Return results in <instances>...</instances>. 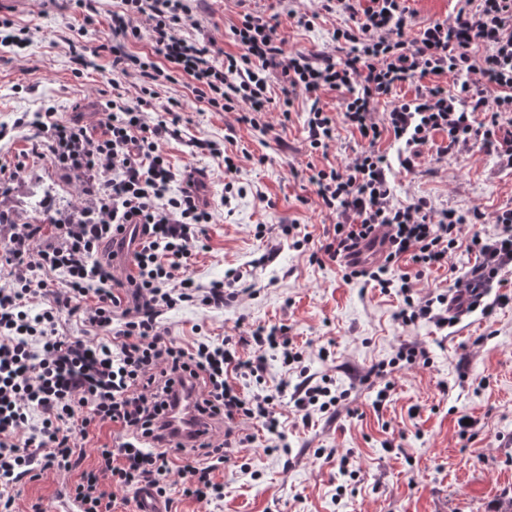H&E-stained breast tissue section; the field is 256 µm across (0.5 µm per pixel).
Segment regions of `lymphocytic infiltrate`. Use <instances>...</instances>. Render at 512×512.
<instances>
[{"label": "lymphocytic infiltrate", "instance_id": "f902f5d3", "mask_svg": "<svg viewBox=\"0 0 512 512\" xmlns=\"http://www.w3.org/2000/svg\"><path fill=\"white\" fill-rule=\"evenodd\" d=\"M109 33L92 47L70 45L76 70L91 57L108 52L112 70L137 72L142 86L131 101L107 100L103 130L95 134L78 121H61L53 110L39 113L41 144L56 165L80 172L85 203L76 215L55 222L49 244L43 227L23 224L0 245V512H18L22 480L45 472L76 473L67 495L81 512H115L117 492L149 489L168 498L171 475H178L184 496L220 498L224 487L214 474L224 465V439L208 435L181 448L175 434L157 426L172 400L175 381L191 383L195 406L214 422L258 420L271 435L280 433V399L288 395L303 419L335 409L332 382L302 376L293 389L245 395L231 374L262 378L265 349L280 350L284 365L301 359L285 327L259 328L239 339L182 345L161 324L162 316L183 303L220 309L235 298L223 283L199 287L187 269L211 220L205 184L188 171L185 185L172 191L174 174L159 150L175 130L166 119L149 121L146 110L154 84L188 78L192 89L217 112L249 104L244 122L265 131L267 112H289L301 94L336 91L344 97L341 116L312 104L306 120L311 150H327L337 123L358 131L367 146L345 167L313 169L309 181L322 208L336 216L324 231L315 261L344 267L345 279H364L381 289L405 292L399 316L444 327L442 305L474 308L502 273L512 270V207L498 212L496 235L473 232L461 244L463 224H477L480 210L463 215L434 212L426 200L395 204L382 136L404 142L413 170L417 149L433 133L446 136V151L467 152L475 144L495 148L512 164V131L503 114L512 112V0H457L453 16L413 30L407 0H323L325 11L348 14L349 25L332 38L341 58L320 60L285 53L272 18L243 14L232 29L239 53L217 59L211 42L186 38L185 25H197L190 0H120ZM148 36L152 55L123 51L122 41ZM278 72L281 95H270L269 75ZM453 75L455 90L434 83L436 74ZM415 86L413 98L393 101L400 85ZM388 104L383 122L379 105ZM386 228L388 248L374 266L347 263L349 251ZM134 243L135 275L118 278L111 245ZM474 253L476 265L449 285L447 293L423 301L409 297V275L393 279L391 269L410 260L418 272L447 262L458 247ZM45 298L33 310L34 298ZM70 317L91 330L70 336L61 329ZM254 354L241 358L239 346ZM113 438L98 448L94 467L83 465L78 441L105 425ZM181 448L179 469L169 454Z\"/></svg>", "mask_w": 512, "mask_h": 512}]
</instances>
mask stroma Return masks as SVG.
<instances>
[{"mask_svg": "<svg viewBox=\"0 0 512 512\" xmlns=\"http://www.w3.org/2000/svg\"><path fill=\"white\" fill-rule=\"evenodd\" d=\"M201 37L214 51L238 53L230 28L247 12L276 15L285 52H333L336 27L347 16L321 8L320 0H198ZM94 24L84 22L72 0H24L20 9L0 10V20L27 28L31 43L13 52L0 51V168L22 166L20 176L0 179V240L16 224H43L75 214L83 203L80 174L57 167L44 153L30 120L54 108L59 117H80L101 132L100 102L113 93L137 96V75L112 74L110 53L94 58L75 72L69 43L95 42L106 33L112 0H98ZM313 16L311 27L299 16ZM180 105L176 135L162 140L160 150L175 176L198 168L207 177L206 194L212 219L189 269L200 285L236 274V303L207 309L185 304L162 320L172 336L185 343L224 336H247L257 327L284 326L302 351L308 375L330 377L345 393L337 413H316L302 422L290 398H283L286 449L256 420L234 421L232 434H250L245 448L225 451L223 469L215 474L224 497L211 502L183 496L173 487L168 512H498L512 497V279L493 285L481 306L460 321L441 328L422 321L401 324L399 289L386 291L358 280L349 281L333 262L317 263L310 255L324 241L325 225L336 217L323 209L308 177L311 168L344 166L364 144L358 133L337 126L326 153L312 152L304 122L310 98L297 96L290 118L268 113L271 126L261 134L242 122L244 107L212 110L193 93L187 79L155 87L149 108L163 115ZM443 135L433 136L415 159L414 172L401 164L404 143L383 137L378 149L387 158L394 200L409 204L425 199L435 210L461 214L480 210L472 231H497L496 212L512 206V166L495 152L475 146L470 152L439 153ZM237 165L235 190L224 194V159ZM300 225L309 242L294 246L281 225ZM475 263L474 254L458 248L447 266L415 277L411 261L399 273L412 274V295L425 300L447 292L448 282ZM412 341L426 349L428 365L392 364L400 343ZM262 380L237 379L249 395L275 393L281 381L296 384L275 350H265ZM386 365L385 378L371 371ZM392 390L385 401L376 393L384 383ZM471 428L459 425L461 418ZM71 474L51 472L22 484L20 512L41 503L54 512Z\"/></svg>", "mask_w": 512, "mask_h": 512, "instance_id": "obj_1", "label": "stroma"}]
</instances>
